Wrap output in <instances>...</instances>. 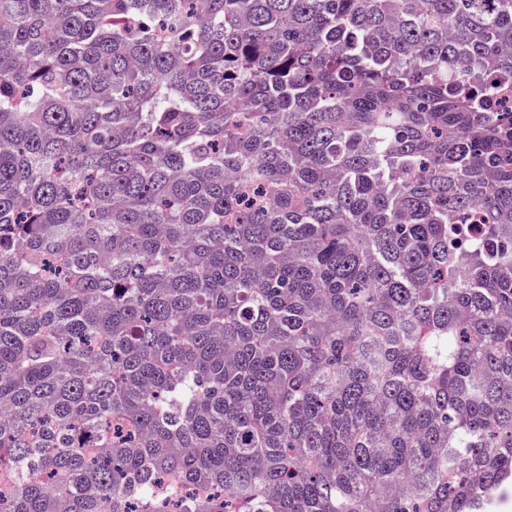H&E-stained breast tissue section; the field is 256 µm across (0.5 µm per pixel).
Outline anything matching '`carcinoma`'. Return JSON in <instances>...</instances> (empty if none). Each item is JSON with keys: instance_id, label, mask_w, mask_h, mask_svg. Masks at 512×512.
<instances>
[{"instance_id": "obj_1", "label": "carcinoma", "mask_w": 512, "mask_h": 512, "mask_svg": "<svg viewBox=\"0 0 512 512\" xmlns=\"http://www.w3.org/2000/svg\"><path fill=\"white\" fill-rule=\"evenodd\" d=\"M0 0V512H490L512 483V0Z\"/></svg>"}]
</instances>
